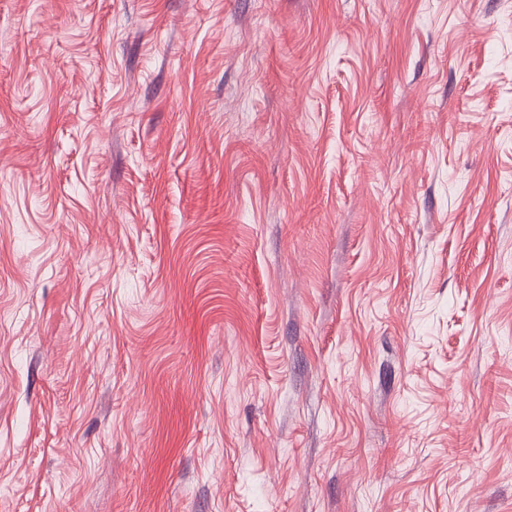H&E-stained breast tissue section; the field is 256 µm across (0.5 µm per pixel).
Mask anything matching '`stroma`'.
Wrapping results in <instances>:
<instances>
[{
	"instance_id": "obj_1",
	"label": "stroma",
	"mask_w": 512,
	"mask_h": 512,
	"mask_svg": "<svg viewBox=\"0 0 512 512\" xmlns=\"http://www.w3.org/2000/svg\"><path fill=\"white\" fill-rule=\"evenodd\" d=\"M0 512H512V0H0Z\"/></svg>"
}]
</instances>
